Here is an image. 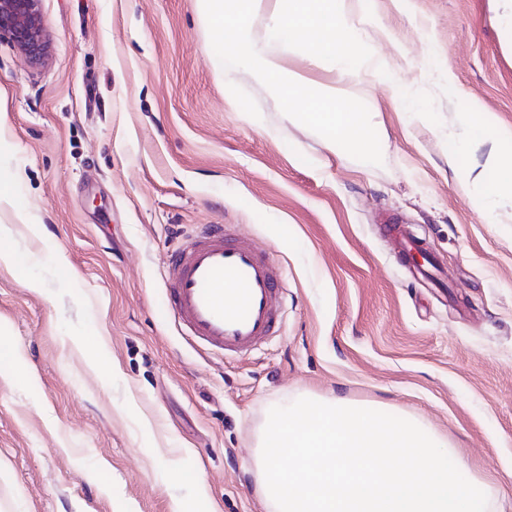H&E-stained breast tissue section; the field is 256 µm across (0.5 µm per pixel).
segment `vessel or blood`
<instances>
[{"mask_svg":"<svg viewBox=\"0 0 512 512\" xmlns=\"http://www.w3.org/2000/svg\"><path fill=\"white\" fill-rule=\"evenodd\" d=\"M168 276L170 313L204 348L240 355L275 335L279 279L254 242L205 225L171 253Z\"/></svg>","mask_w":512,"mask_h":512,"instance_id":"obj_1","label":"vessel or blood"}]
</instances>
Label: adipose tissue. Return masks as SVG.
<instances>
[{
    "mask_svg": "<svg viewBox=\"0 0 512 512\" xmlns=\"http://www.w3.org/2000/svg\"><path fill=\"white\" fill-rule=\"evenodd\" d=\"M472 118V136L491 141L493 148L480 169L462 168L454 152L447 155L448 168L461 186L487 198L512 202V126L501 123L493 112H476Z\"/></svg>",
    "mask_w": 512,
    "mask_h": 512,
    "instance_id": "1",
    "label": "adipose tissue"
}]
</instances>
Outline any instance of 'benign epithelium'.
Listing matches in <instances>:
<instances>
[{
  "label": "benign epithelium",
  "mask_w": 512,
  "mask_h": 512,
  "mask_svg": "<svg viewBox=\"0 0 512 512\" xmlns=\"http://www.w3.org/2000/svg\"><path fill=\"white\" fill-rule=\"evenodd\" d=\"M39 0H0V34L7 35L33 63L48 52Z\"/></svg>",
  "instance_id": "7a95c632"
}]
</instances>
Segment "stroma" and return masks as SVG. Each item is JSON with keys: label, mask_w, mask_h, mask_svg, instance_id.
Returning <instances> with one entry per match:
<instances>
[{"label": "stroma", "mask_w": 512, "mask_h": 512, "mask_svg": "<svg viewBox=\"0 0 512 512\" xmlns=\"http://www.w3.org/2000/svg\"><path fill=\"white\" fill-rule=\"evenodd\" d=\"M49 53L0 38V512H261L256 434L275 404L342 397L442 436L512 512V221L449 171L512 126V53L491 0H374V64L337 80L305 52L285 76L362 100L383 163L285 115L213 61L198 0H39ZM397 219L433 283L384 231ZM201 224L263 248L279 336L220 358L164 312L167 254ZM38 289H30L29 281Z\"/></svg>", "instance_id": "obj_1"}]
</instances>
